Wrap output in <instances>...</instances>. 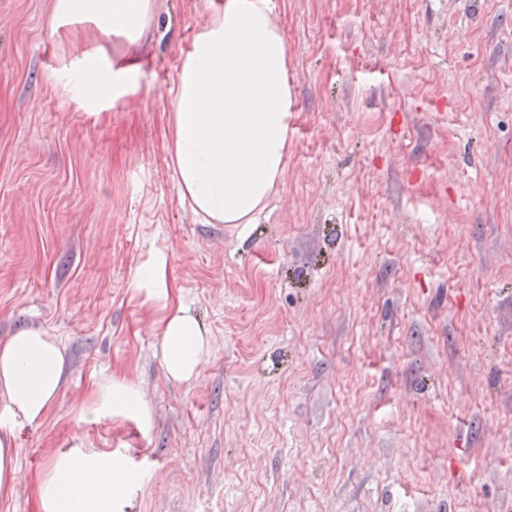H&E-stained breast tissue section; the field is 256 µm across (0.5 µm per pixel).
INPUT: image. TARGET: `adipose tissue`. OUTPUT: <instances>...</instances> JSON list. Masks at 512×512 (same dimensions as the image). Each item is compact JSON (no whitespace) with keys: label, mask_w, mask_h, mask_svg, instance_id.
<instances>
[{"label":"adipose tissue","mask_w":512,"mask_h":512,"mask_svg":"<svg viewBox=\"0 0 512 512\" xmlns=\"http://www.w3.org/2000/svg\"><path fill=\"white\" fill-rule=\"evenodd\" d=\"M149 0H57L56 11L89 14L101 33L140 30ZM288 49L275 21V0H224L197 33L171 89V164L181 197L209 224H253L280 182L288 151L293 99ZM90 100L117 105L128 91L123 71L95 67ZM131 288L164 300L170 294L167 256L159 249L136 267ZM210 346L209 332L190 307L163 319L160 362L175 381L196 376ZM64 380V354L52 337L22 329L0 345V422L43 419ZM86 415L99 421L134 419L149 430L139 389L113 378L99 384ZM125 472L112 454L59 452L41 484V512H121Z\"/></svg>","instance_id":"ef3b65f1"}]
</instances>
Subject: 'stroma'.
<instances>
[{
	"label": "stroma",
	"mask_w": 512,
	"mask_h": 512,
	"mask_svg": "<svg viewBox=\"0 0 512 512\" xmlns=\"http://www.w3.org/2000/svg\"><path fill=\"white\" fill-rule=\"evenodd\" d=\"M0 0V340L60 341L0 512L58 452L136 470L123 512H512V0H275L294 99L255 224H207L171 164L176 81L224 0H151L136 39ZM137 69L87 107L91 62ZM168 301L130 286L152 247ZM210 333L197 375L168 306ZM152 412L83 419L97 384ZM209 332L190 307L180 302L163 319L160 362L174 381H188L196 376L210 346Z\"/></svg>",
	"instance_id": "1"
}]
</instances>
